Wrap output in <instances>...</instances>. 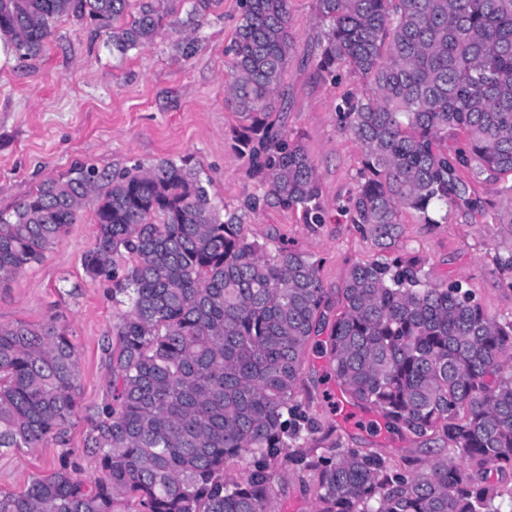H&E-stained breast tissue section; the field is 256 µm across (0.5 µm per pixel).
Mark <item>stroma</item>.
Wrapping results in <instances>:
<instances>
[{"mask_svg":"<svg viewBox=\"0 0 512 512\" xmlns=\"http://www.w3.org/2000/svg\"><path fill=\"white\" fill-rule=\"evenodd\" d=\"M294 51L278 92L271 120L288 136H301L316 167L325 221L304 223L300 212L258 205L243 222L251 239L275 248L288 246L315 262L334 317L339 290L356 263L388 259L389 251L361 234L350 220L347 201L357 186L362 148L336 124V109L347 94L372 89L348 70L328 76L320 67L325 26L313 0H289ZM240 6L224 0L195 34L197 45L182 55V36L167 33L126 57L113 55L105 36L69 18L53 25V36L33 59L0 68V212L12 211L45 181L64 176L78 163L109 174L169 158L189 159L207 174L211 199L227 210L261 195L248 162L234 145L243 124L225 100L231 70V44ZM478 205L451 207L444 224L422 223L404 210L403 251L423 261L432 281L471 288L485 310L512 319V270L499 257L512 253V197L477 187ZM92 210L59 238L42 263L0 290V324H40L64 314L79 350V411L60 438L35 448L0 450V492L18 493L32 478L51 474L68 457L83 478L97 470L86 439L98 408L111 400L110 358L117 321L112 285L90 281L82 257L95 241ZM323 348L310 349L298 398L316 431L309 447L327 452L333 441L395 462L447 456L443 443H425L409 432L356 429L354 419L376 421L375 413L355 409L327 372ZM308 479L288 463L273 471V512H313Z\"/></svg>","mask_w":512,"mask_h":512,"instance_id":"stroma-1","label":"stroma"}]
</instances>
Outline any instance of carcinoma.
Returning a JSON list of instances; mask_svg holds the SVG:
<instances>
[{
    "label": "carcinoma",
    "instance_id": "obj_1",
    "mask_svg": "<svg viewBox=\"0 0 512 512\" xmlns=\"http://www.w3.org/2000/svg\"><path fill=\"white\" fill-rule=\"evenodd\" d=\"M0 0V31L38 55L72 17L121 57L167 32L193 34L223 0ZM327 26L321 67L366 80L370 96L339 105L336 124L363 152L351 222L398 245L401 210L426 224L472 202L473 184L512 175V0H314ZM227 53V101L248 121L239 152L264 197L323 223L316 168L301 138L270 117L294 47L288 0H240ZM186 159L135 164L107 178L90 165L43 183L0 213V288L42 262L89 207L92 281L119 308L112 403L87 447L90 482L63 458L0 512H272L271 471L284 460L313 479L315 512H500L512 498V319L487 313L462 284L433 283L406 256L352 266L330 325V366L350 403L392 431L446 444L440 458L399 467L335 443L305 447L314 427L298 400L328 306L316 266L251 239L237 212L212 202ZM79 353L61 314L0 325V449L33 448L77 414ZM245 477L226 478L236 463ZM509 478L488 481L490 471Z\"/></svg>",
    "mask_w": 512,
    "mask_h": 512
}]
</instances>
